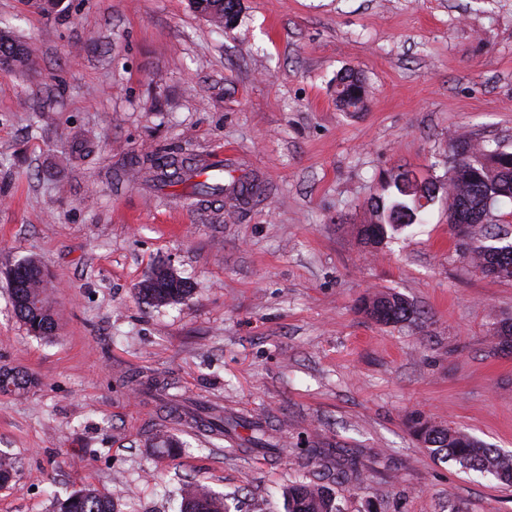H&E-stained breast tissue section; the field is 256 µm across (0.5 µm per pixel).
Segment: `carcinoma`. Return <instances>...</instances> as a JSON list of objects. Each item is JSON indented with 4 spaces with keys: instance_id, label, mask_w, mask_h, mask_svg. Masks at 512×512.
Instances as JSON below:
<instances>
[{
    "instance_id": "cac0c4a2",
    "label": "carcinoma",
    "mask_w": 512,
    "mask_h": 512,
    "mask_svg": "<svg viewBox=\"0 0 512 512\" xmlns=\"http://www.w3.org/2000/svg\"><path fill=\"white\" fill-rule=\"evenodd\" d=\"M191 8L220 27L232 25L240 11V0H189ZM0 64L20 71H33L37 63L30 48L8 28L0 27ZM336 107L342 112H361L366 109L368 91L360 74L348 70L336 79ZM457 143L468 147V160L452 156V174L448 178V217L458 214L467 220L469 227L490 222L495 210L512 205V167L504 164L507 151L485 144L475 146L466 139ZM147 179L160 187L175 186L189 181L197 171L196 166L166 153H154L147 157ZM433 181L420 183L410 179V171L403 170L393 176L383 188V193L371 198L369 218L358 225L357 235L361 244L376 248L406 228L419 224L427 208L434 202L436 191ZM196 195L205 198L227 195L235 200L255 194L259 186L238 181L233 185L220 181L193 184ZM463 258L473 266L486 269L499 267L498 277L512 278V259L502 261L506 255L501 247L477 242L470 234L460 243ZM48 279L42 273V265L36 259H28L15 265L11 273V297L18 295L27 303L13 304L19 319L27 330L39 336H50L56 329L55 315L46 298ZM191 292L188 281L165 263H157L141 281L139 299L149 306H166L185 299ZM359 311L364 315L381 314L384 325L412 322L419 310L397 293H377L363 298ZM34 380L15 370L0 372V392L21 394ZM158 396L170 404L169 413L176 417H188L198 427L216 438L231 439L238 429L250 431L245 439L252 449H272L276 444L268 434L271 426L247 421L233 416L212 414L208 408L188 410L174 397L166 393V386L157 389ZM413 435L431 453L444 460H452L466 470H482L494 475L504 484H512V456L497 448H491L469 435L438 426L421 416L411 420ZM287 512H341L327 488L314 482L297 480L285 490ZM58 512H113L112 500L93 487H82L61 502ZM180 512H225L224 499L215 496L206 486L189 482L181 489Z\"/></svg>"
}]
</instances>
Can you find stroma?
Here are the masks:
<instances>
[{
    "label": "stroma",
    "instance_id": "obj_1",
    "mask_svg": "<svg viewBox=\"0 0 512 512\" xmlns=\"http://www.w3.org/2000/svg\"><path fill=\"white\" fill-rule=\"evenodd\" d=\"M0 23L37 71L0 69V452L16 473L0 512H56L91 485L115 512H180L195 481L232 512H287L282 490L325 483L343 512H512V485L442 462L409 419L512 454V280L486 276L448 229L449 145L512 151V0H241L218 29L189 0H0ZM359 71L363 112L336 107ZM91 153L68 160L77 133ZM228 153L263 194L203 202L155 189L133 157ZM438 186L426 221L377 250L356 227L385 177ZM48 274L54 336L17 317L9 275ZM166 262L192 285L153 308L140 282ZM397 292L421 315L384 326L362 296ZM188 407L270 422L275 453L247 451L169 415ZM168 432L175 454L151 447ZM311 448L356 459V482L301 469ZM2 369V368H1ZM0 369V392L21 394L26 391L34 380L27 374L15 370ZM2 376L4 377L2 379Z\"/></svg>",
    "mask_w": 512,
    "mask_h": 512
}]
</instances>
